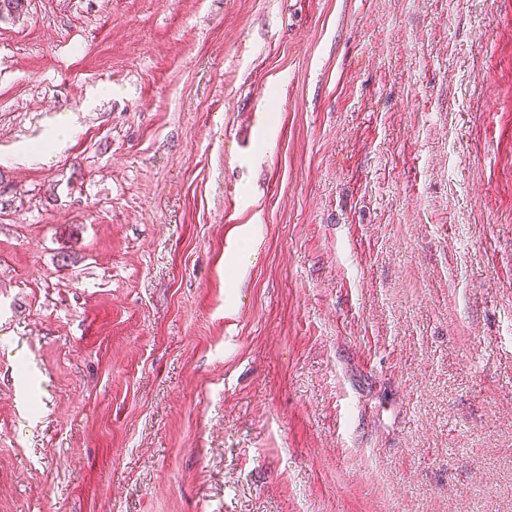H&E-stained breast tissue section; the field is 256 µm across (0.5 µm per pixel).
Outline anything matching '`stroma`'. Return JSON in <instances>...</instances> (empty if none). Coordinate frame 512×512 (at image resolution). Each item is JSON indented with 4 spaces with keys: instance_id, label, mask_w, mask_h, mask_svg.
Segmentation results:
<instances>
[{
    "instance_id": "stroma-1",
    "label": "stroma",
    "mask_w": 512,
    "mask_h": 512,
    "mask_svg": "<svg viewBox=\"0 0 512 512\" xmlns=\"http://www.w3.org/2000/svg\"><path fill=\"white\" fill-rule=\"evenodd\" d=\"M28 3L0 512H512V0Z\"/></svg>"
}]
</instances>
